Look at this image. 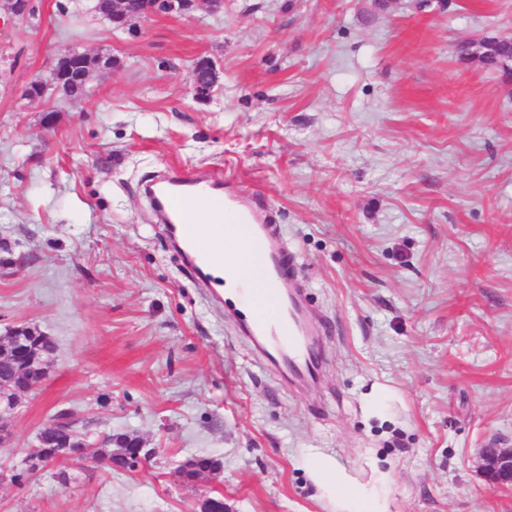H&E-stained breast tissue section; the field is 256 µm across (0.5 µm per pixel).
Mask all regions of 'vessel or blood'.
I'll return each mask as SVG.
<instances>
[{
    "label": "vessel or blood",
    "mask_w": 512,
    "mask_h": 512,
    "mask_svg": "<svg viewBox=\"0 0 512 512\" xmlns=\"http://www.w3.org/2000/svg\"><path fill=\"white\" fill-rule=\"evenodd\" d=\"M221 184V178L210 171L189 177L175 171L145 188L159 223L200 272L220 263L229 273L240 261L238 255L214 252L207 240L208 225H195L186 219L187 212L204 201L213 216H220L224 211V199L217 193ZM237 216L252 242L249 261L259 269L265 283L264 288L250 290L248 294L258 306L242 331L253 338L268 361L285 368L292 378L314 383L318 365L309 340L314 330L296 296L281 293L282 288L293 286L299 277L296 259L283 248L277 227L255 206L242 203Z\"/></svg>",
    "instance_id": "b4317fda"
}]
</instances>
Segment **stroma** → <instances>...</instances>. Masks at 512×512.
<instances>
[{
	"instance_id": "35a3bbf8",
	"label": "stroma",
	"mask_w": 512,
	"mask_h": 512,
	"mask_svg": "<svg viewBox=\"0 0 512 512\" xmlns=\"http://www.w3.org/2000/svg\"><path fill=\"white\" fill-rule=\"evenodd\" d=\"M87 0L0 9V336L55 343L14 415L20 468L62 409L131 433L130 471L0 489V512H512L479 450L512 446V89L460 43L512 37V0H199L117 31ZM110 55L80 99L27 98L70 50ZM219 80L195 98L192 70ZM216 172L261 199L321 328L308 387L272 366L159 232L142 184ZM221 467L194 483L193 457Z\"/></svg>"
}]
</instances>
